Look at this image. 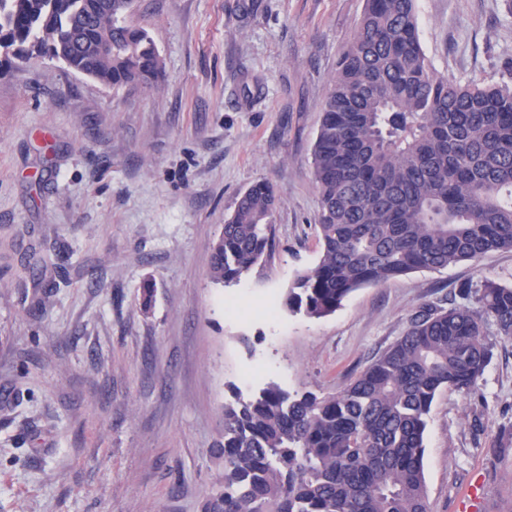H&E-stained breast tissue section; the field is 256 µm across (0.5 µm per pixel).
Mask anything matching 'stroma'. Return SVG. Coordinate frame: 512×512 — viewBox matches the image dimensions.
Listing matches in <instances>:
<instances>
[{"label": "stroma", "mask_w": 512, "mask_h": 512, "mask_svg": "<svg viewBox=\"0 0 512 512\" xmlns=\"http://www.w3.org/2000/svg\"><path fill=\"white\" fill-rule=\"evenodd\" d=\"M365 0H134L164 77L120 89L42 58L0 75V512H201L232 388L340 391L425 303L512 284V251L417 270L310 319L286 293L320 253L313 144ZM435 73L512 65L505 0H417ZM275 190L273 253L208 275L239 195ZM53 269L34 284L30 251ZM150 307L142 305L145 285ZM427 416L429 512H512V340Z\"/></svg>", "instance_id": "1"}]
</instances>
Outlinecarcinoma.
Masks as SVG:
<instances>
[{
	"instance_id": "cac0c4a2",
	"label": "carcinoma",
	"mask_w": 512,
	"mask_h": 512,
	"mask_svg": "<svg viewBox=\"0 0 512 512\" xmlns=\"http://www.w3.org/2000/svg\"><path fill=\"white\" fill-rule=\"evenodd\" d=\"M133 0H0V72L48 56L114 89L156 85L162 62ZM112 43V52L102 46ZM318 262L288 289L323 318L353 291L419 269L512 250V80L437 75L416 0H366L340 58L313 149ZM272 184L238 199L212 245L210 279L238 283L272 250ZM447 309L425 304L405 333L334 394L271 382L224 405L221 491L202 512H428L424 433L444 389L471 391L512 339V286L485 278Z\"/></svg>"
}]
</instances>
